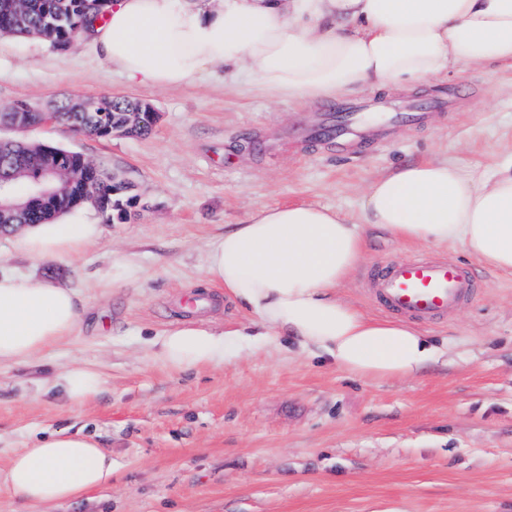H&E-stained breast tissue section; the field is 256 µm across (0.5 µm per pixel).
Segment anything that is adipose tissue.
Returning <instances> with one entry per match:
<instances>
[{
    "label": "adipose tissue",
    "instance_id": "obj_1",
    "mask_svg": "<svg viewBox=\"0 0 512 512\" xmlns=\"http://www.w3.org/2000/svg\"><path fill=\"white\" fill-rule=\"evenodd\" d=\"M86 39L133 83L176 87L217 69L247 74L254 90L332 101L365 87H408L454 67L512 64V0H112ZM459 246L512 273V151L484 171L415 162L367 187L357 216L294 203L263 207L207 251L202 281L224 287L257 336L199 326L169 331L157 360L183 372L248 348L295 342L362 379L412 378L448 352L403 319H377L339 297L359 265L365 232ZM102 228L73 220L15 233L36 260L80 254ZM87 310L74 289L0 272V366L51 351ZM0 483L21 500L61 504L111 485L112 454L83 431L51 432L15 452Z\"/></svg>",
    "mask_w": 512,
    "mask_h": 512
}]
</instances>
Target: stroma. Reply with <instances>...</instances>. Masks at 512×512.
I'll use <instances>...</instances> for the list:
<instances>
[{
    "instance_id": "1",
    "label": "stroma",
    "mask_w": 512,
    "mask_h": 512,
    "mask_svg": "<svg viewBox=\"0 0 512 512\" xmlns=\"http://www.w3.org/2000/svg\"><path fill=\"white\" fill-rule=\"evenodd\" d=\"M105 95L151 104L145 137L97 138L58 124L0 138L80 153L130 182L124 220L76 257L40 263L0 235V269L81 292L89 312L75 336L29 361L0 366V470L44 434L81 429L112 451V484L52 508L0 486V512H512V276L462 248L365 235V257L341 298L388 312L367 287L378 263L448 259L481 278L447 319L424 322L448 354L409 379L365 380L285 343L219 366L176 372L153 353L186 322L246 328L223 289L200 288L210 243L267 205L309 202L357 215L372 180L416 160L491 164L512 149V66L471 67L413 90L367 89L304 106L249 89L217 70L176 88L135 86L83 42L56 48L0 36V113L21 102ZM361 115L357 135L332 128ZM393 112L407 118L390 122ZM214 309L189 313L188 294ZM97 369L103 390L80 407L57 381Z\"/></svg>"
}]
</instances>
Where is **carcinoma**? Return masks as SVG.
Returning <instances> with one entry per match:
<instances>
[{
	"label": "carcinoma",
	"instance_id": "cac0c4a2",
	"mask_svg": "<svg viewBox=\"0 0 512 512\" xmlns=\"http://www.w3.org/2000/svg\"><path fill=\"white\" fill-rule=\"evenodd\" d=\"M104 16L102 0H0V33L34 36L52 45H65L71 39L79 38L83 29L104 20ZM100 103L102 111L117 121L123 112L145 110V102L130 97L104 96L100 98ZM50 110L56 112L57 123L88 136L98 134V125L89 121L84 114L72 111L68 102L56 101L50 105ZM18 153L26 155L31 161L39 153V148L20 140L15 145H0L1 161ZM67 164L73 171L81 172V179L72 181L66 176L60 177L59 185L64 195L81 199L92 191L108 202L103 214L110 216L115 211L119 219L127 218L122 201L114 199V195L126 189L125 184L112 180V174L103 169L90 168L80 154L69 156ZM62 213V209L34 204L16 213L10 224L0 226V230L11 232L17 224L44 223Z\"/></svg>",
	"mask_w": 512,
	"mask_h": 512
}]
</instances>
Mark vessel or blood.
Masks as SVG:
<instances>
[{
    "label": "vessel or blood",
    "instance_id": "1",
    "mask_svg": "<svg viewBox=\"0 0 512 512\" xmlns=\"http://www.w3.org/2000/svg\"><path fill=\"white\" fill-rule=\"evenodd\" d=\"M388 311L416 320L440 319L471 299L477 283L464 267L446 260L408 257L380 265L372 279Z\"/></svg>",
    "mask_w": 512,
    "mask_h": 512
}]
</instances>
